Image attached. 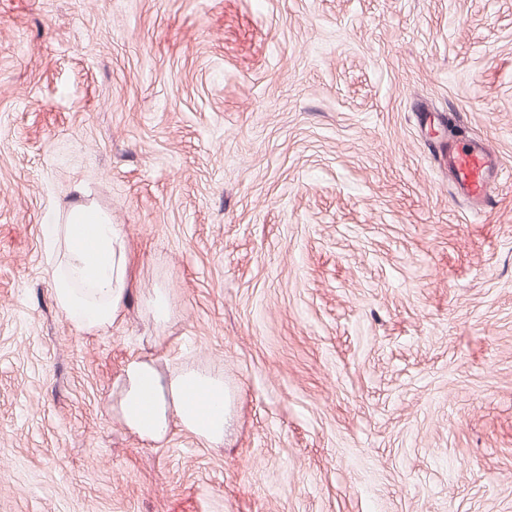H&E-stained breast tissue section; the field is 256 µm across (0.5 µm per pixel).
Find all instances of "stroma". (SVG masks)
I'll return each mask as SVG.
<instances>
[{"mask_svg": "<svg viewBox=\"0 0 512 512\" xmlns=\"http://www.w3.org/2000/svg\"><path fill=\"white\" fill-rule=\"evenodd\" d=\"M84 194L105 335L45 273ZM137 357L223 377V446L120 422ZM0 512H512V0H0ZM448 168L461 192L481 204H486L488 187L500 175L495 152L487 145L477 142L450 144ZM43 238L58 308L78 331L108 332L132 283L119 225L91 204L72 206L64 223L43 225Z\"/></svg>", "mask_w": 512, "mask_h": 512, "instance_id": "stroma-1", "label": "stroma"}]
</instances>
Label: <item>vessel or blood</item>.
Returning a JSON list of instances; mask_svg holds the SVG:
<instances>
[{
  "mask_svg": "<svg viewBox=\"0 0 512 512\" xmlns=\"http://www.w3.org/2000/svg\"><path fill=\"white\" fill-rule=\"evenodd\" d=\"M448 167L461 192L481 204L487 200L490 183L500 174V165L494 151L477 142L450 144Z\"/></svg>",
  "mask_w": 512,
  "mask_h": 512,
  "instance_id": "b4317fda",
  "label": "vessel or blood"
}]
</instances>
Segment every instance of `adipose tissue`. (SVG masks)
Here are the masks:
<instances>
[{
  "mask_svg": "<svg viewBox=\"0 0 512 512\" xmlns=\"http://www.w3.org/2000/svg\"><path fill=\"white\" fill-rule=\"evenodd\" d=\"M47 273L58 308L81 332L103 334L119 318L131 286L125 237L108 212L74 206L63 223L43 227ZM120 420L141 440H164L182 427L212 447L224 444L229 419L222 378L177 369L162 376L152 359L136 358L125 369Z\"/></svg>",
  "mask_w": 512,
  "mask_h": 512,
  "instance_id": "ef3b65f1",
  "label": "adipose tissue"
}]
</instances>
